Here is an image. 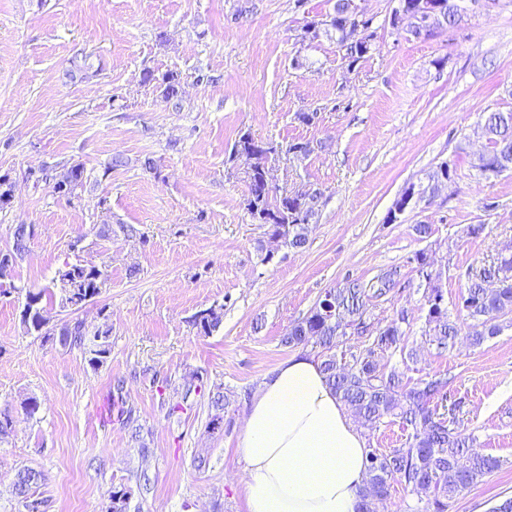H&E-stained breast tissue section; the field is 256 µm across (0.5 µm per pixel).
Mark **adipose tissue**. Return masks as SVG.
Masks as SVG:
<instances>
[{"mask_svg": "<svg viewBox=\"0 0 512 512\" xmlns=\"http://www.w3.org/2000/svg\"><path fill=\"white\" fill-rule=\"evenodd\" d=\"M240 453L246 512H358L366 438L314 358L292 356L262 383Z\"/></svg>", "mask_w": 512, "mask_h": 512, "instance_id": "ef3b65f1", "label": "adipose tissue"}]
</instances>
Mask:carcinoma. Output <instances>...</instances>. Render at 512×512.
<instances>
[{
  "instance_id": "carcinoma-1",
  "label": "carcinoma",
  "mask_w": 512,
  "mask_h": 512,
  "mask_svg": "<svg viewBox=\"0 0 512 512\" xmlns=\"http://www.w3.org/2000/svg\"><path fill=\"white\" fill-rule=\"evenodd\" d=\"M349 7L350 0H335L333 14L312 22V25L324 27L327 33L335 32L343 58L353 65L365 54L358 45L344 38ZM143 82L156 83L159 96L166 103L178 99L181 83L176 74H166L158 79L148 70L144 72ZM481 134L485 139V155L499 164L496 174L512 170V110L488 113ZM280 151L278 145L243 132L233 144L231 158L246 156L254 159L247 185V209L256 219L264 213H274V223L268 225V231L281 238L286 246L298 249L306 244V229L316 215L317 196H289L266 189L259 167L270 155ZM83 176V166L73 165L60 175L54 190L70 194L82 184ZM31 236V226L17 225L13 257L25 252ZM104 279L105 272L96 266L72 264L58 272L59 284L73 285L70 293L81 299L98 296ZM395 286L391 272L381 274L368 287L358 280L346 282L333 289L332 314H324L321 303H316L307 316L288 329L282 344L290 348L310 346L316 350L327 384L359 426L372 431L388 419H397L403 429L409 431L404 446L387 453L367 452L366 481L361 491L359 512H378L379 504L389 497L394 481L403 483L417 495L416 512H448V500L492 473L498 468L499 460L474 448L473 437L451 426L444 414L438 412V405L448 398L446 375L435 373L407 387L403 385L401 373L394 369L385 371L378 360L369 357L365 351L340 350L346 345L350 328L365 326L369 302L387 296ZM54 297V291L49 288L26 294L28 302L21 312V323L26 331L47 338L56 334L63 345L86 349L91 355V364L103 363L109 353L108 333L97 330L91 334L81 321L65 322L56 331L48 328L42 313L54 302ZM424 300L429 326L425 332L428 344L440 353L446 352L456 344L460 329L448 319V307L438 288H430ZM461 309L474 321L475 331L466 337L470 345L479 346L501 331L499 319L512 313V254L497 259L496 263L469 278ZM222 320L221 312L206 315L200 311L194 317L193 325L198 333L208 336L220 327ZM404 322L406 315L402 313L378 329L372 345L382 352L398 351L403 361L410 362L416 358V351L406 349L405 332L401 327ZM41 480L42 475L30 468L21 469L16 474L17 494L23 499L27 512H45V501L31 493ZM109 499L107 512H127L126 489L110 491Z\"/></svg>"
}]
</instances>
